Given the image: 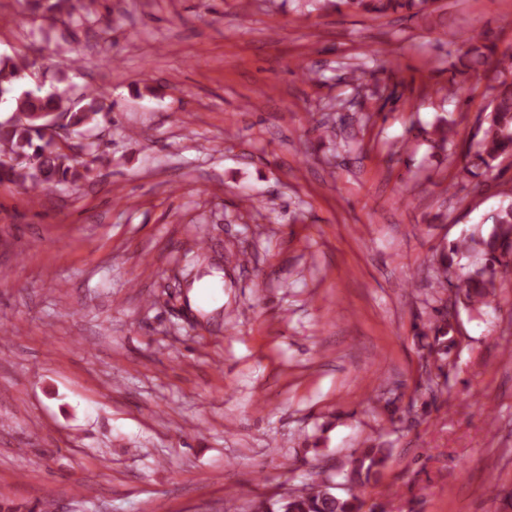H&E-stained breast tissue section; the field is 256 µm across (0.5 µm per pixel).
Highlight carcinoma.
Here are the masks:
<instances>
[{
  "label": "carcinoma",
  "instance_id": "carcinoma-1",
  "mask_svg": "<svg viewBox=\"0 0 512 512\" xmlns=\"http://www.w3.org/2000/svg\"><path fill=\"white\" fill-rule=\"evenodd\" d=\"M79 0H26L30 15L52 22L71 20ZM435 0H336L374 18L390 13L408 11L415 15L431 9ZM467 46L460 58L467 59L469 70L476 65H493V84L488 86L491 100L483 108L486 112L479 123L475 142L476 163L473 168L487 170L499 166L506 157H512V50H499L485 35L463 40ZM71 49L55 46L52 54L42 48L6 57L0 60V103L6 104L14 116L0 122V158L7 157L12 165L0 169V183L17 184L28 191L46 190L59 184L75 185L87 178L90 162L78 160L77 153L50 149L45 139L42 117L52 115L61 128L73 132L98 125L99 119H108L112 108L104 105L97 93L85 92L78 103L65 94L45 91L38 85L24 89L21 81L31 72L48 67L51 55H62ZM455 131L447 119H440L429 132L431 147L445 153L455 146ZM484 262L462 276L455 275L454 260L471 250L470 240L462 239L441 250L436 267L435 287L455 289V297L464 303L483 305L494 294L501 269L512 265V200L502 205L494 217V227L486 238L479 240ZM434 316L415 326V336L427 350L426 360L443 370L448 365L451 351L457 345L456 329L448 315V305L433 308ZM391 449L381 443H369L346 476L347 492H336V483L330 477L321 478L300 488L290 490L277 498L252 501L251 512H363L365 502L358 490L377 479L386 467Z\"/></svg>",
  "mask_w": 512,
  "mask_h": 512
}]
</instances>
